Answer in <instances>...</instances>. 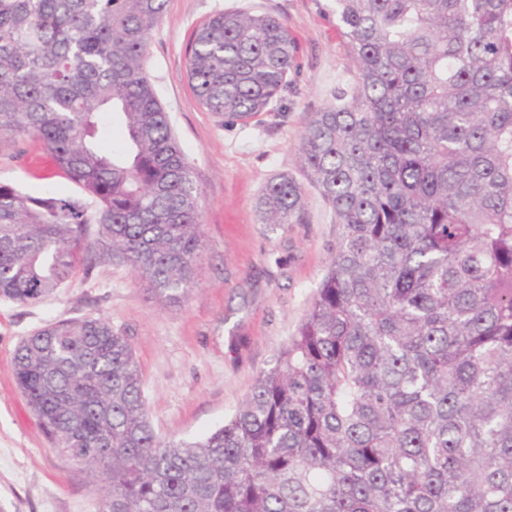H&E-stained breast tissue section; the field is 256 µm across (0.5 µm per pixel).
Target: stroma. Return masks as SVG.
Segmentation results:
<instances>
[{
	"label": "stroma",
	"instance_id": "obj_1",
	"mask_svg": "<svg viewBox=\"0 0 512 512\" xmlns=\"http://www.w3.org/2000/svg\"><path fill=\"white\" fill-rule=\"evenodd\" d=\"M329 2L168 0L149 34L144 70L200 190L205 249L195 287L182 304H166L115 260L77 274L42 302L0 299V512H99L106 492L101 472L53 447L16 385L14 351L35 330L89 314L109 321L137 358L155 432L174 440L223 425L294 334L339 235L299 165V144L308 113L357 80ZM225 10L275 16L297 46L283 100L234 124L199 103L186 74L194 32ZM283 174L302 186L305 223L263 221L259 198ZM0 182L34 196L80 194L27 137L0 142Z\"/></svg>",
	"mask_w": 512,
	"mask_h": 512
}]
</instances>
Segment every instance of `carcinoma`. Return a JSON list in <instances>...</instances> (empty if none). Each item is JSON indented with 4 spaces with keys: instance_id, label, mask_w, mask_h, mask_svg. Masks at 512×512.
<instances>
[{
    "instance_id": "1",
    "label": "carcinoma",
    "mask_w": 512,
    "mask_h": 512,
    "mask_svg": "<svg viewBox=\"0 0 512 512\" xmlns=\"http://www.w3.org/2000/svg\"><path fill=\"white\" fill-rule=\"evenodd\" d=\"M167 0H0V138L41 142L80 198L0 183V299L118 258L169 303L204 251L200 192L153 85ZM358 78L309 113L301 167L336 215L330 265L244 404L201 440L151 424L127 340L53 322L13 355L54 447L101 470V512H512V0H331ZM295 43L219 12L187 77L227 122L288 89ZM123 117L118 151L97 143ZM303 224L301 185L261 196ZM98 225L95 242L87 229Z\"/></svg>"
}]
</instances>
